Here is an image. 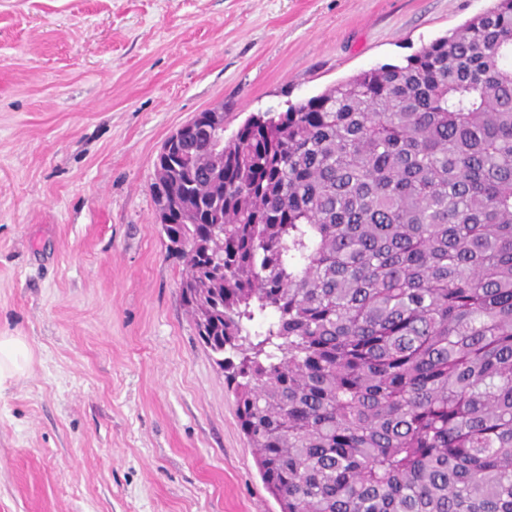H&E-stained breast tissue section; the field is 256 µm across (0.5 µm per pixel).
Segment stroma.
Here are the masks:
<instances>
[{"mask_svg": "<svg viewBox=\"0 0 512 512\" xmlns=\"http://www.w3.org/2000/svg\"><path fill=\"white\" fill-rule=\"evenodd\" d=\"M494 0H0V512H279L181 300L151 185L225 133L404 63ZM34 351L24 336L0 334V393L29 374Z\"/></svg>", "mask_w": 512, "mask_h": 512, "instance_id": "stroma-1", "label": "stroma"}]
</instances>
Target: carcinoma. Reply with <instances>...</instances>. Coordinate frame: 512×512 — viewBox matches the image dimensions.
Wrapping results in <instances>:
<instances>
[{"label": "carcinoma", "mask_w": 512, "mask_h": 512, "mask_svg": "<svg viewBox=\"0 0 512 512\" xmlns=\"http://www.w3.org/2000/svg\"><path fill=\"white\" fill-rule=\"evenodd\" d=\"M193 127L156 214L280 512H512V0Z\"/></svg>", "instance_id": "1"}]
</instances>
